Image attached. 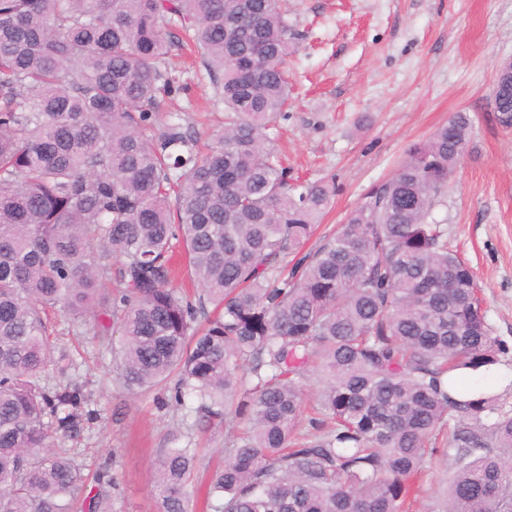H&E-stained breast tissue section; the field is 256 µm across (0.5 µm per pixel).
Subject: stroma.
Returning <instances> with one entry per match:
<instances>
[{
  "mask_svg": "<svg viewBox=\"0 0 512 512\" xmlns=\"http://www.w3.org/2000/svg\"><path fill=\"white\" fill-rule=\"evenodd\" d=\"M298 50L288 59L291 105L276 147L301 180L332 181L336 194L318 237L345 223L371 187L390 178L414 143L456 112L472 118L471 144L433 216L448 246L470 263L492 336L505 348L492 386L512 408V128L491 105L497 60L512 57V0H284ZM181 91L163 98L158 121L179 114L208 144L224 132V103L207 70L175 47ZM68 376L82 385L91 418L67 439L85 479L111 466L112 512H159L153 467L174 432L194 440L196 477L225 460V431L201 430L157 392L131 397L110 348L62 314L51 316Z\"/></svg>",
  "mask_w": 512,
  "mask_h": 512,
  "instance_id": "35a3bbf8",
  "label": "stroma"
}]
</instances>
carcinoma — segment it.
<instances>
[{
  "mask_svg": "<svg viewBox=\"0 0 512 512\" xmlns=\"http://www.w3.org/2000/svg\"><path fill=\"white\" fill-rule=\"evenodd\" d=\"M0 0V512H109L61 438L87 397L65 376L47 310L112 341L131 394L165 386L227 456L202 512H409L426 458L452 476L432 512H512V409L485 380L489 334L471 267L433 211L467 152L455 113L413 144L334 234L302 253L336 186L300 183L273 141L297 51L282 0ZM192 42L224 99L198 147L156 119ZM512 128V79L498 84ZM195 287H170L173 242ZM320 381L304 416V389ZM250 428L235 434V422ZM454 422L450 446L439 437ZM198 449L173 437L155 466L160 512H191Z\"/></svg>",
  "mask_w": 512,
  "mask_h": 512,
  "instance_id": "obj_1",
  "label": "carcinoma"
}]
</instances>
